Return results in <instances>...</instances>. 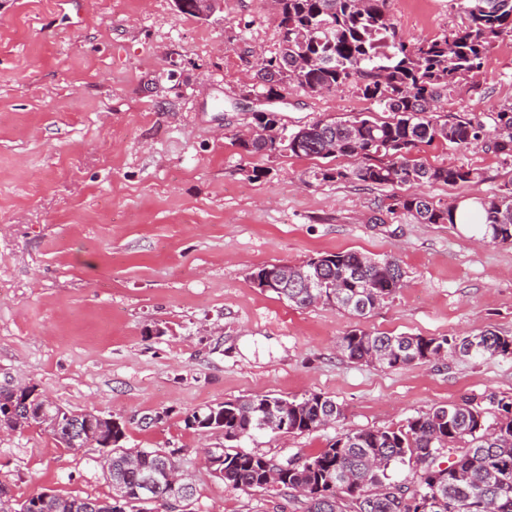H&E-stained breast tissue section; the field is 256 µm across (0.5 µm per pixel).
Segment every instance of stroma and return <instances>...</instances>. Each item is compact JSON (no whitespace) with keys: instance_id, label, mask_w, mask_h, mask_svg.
I'll return each mask as SVG.
<instances>
[{"instance_id":"35a3bbf8","label":"stroma","mask_w":512,"mask_h":512,"mask_svg":"<svg viewBox=\"0 0 512 512\" xmlns=\"http://www.w3.org/2000/svg\"><path fill=\"white\" fill-rule=\"evenodd\" d=\"M409 44L450 33L459 0H388ZM280 41L269 0H224L200 20L175 0H0V386L25 383L57 403L128 419L126 445L176 451L192 512H304L284 490L216 478L201 450L223 436L185 415L242 396L316 392L342 415L318 431L243 441L279 459L343 433L395 428L436 404L512 399V359L448 357L389 369L350 362L338 341L372 332L512 335V245L468 224H420L394 209L400 186L324 181L353 158L245 155L256 123L259 56ZM360 79L277 103L289 129L368 112ZM512 103V36L459 79L439 115L492 125ZM415 155L464 166L473 182L426 185L436 204L501 195L512 159L479 141ZM396 259L406 286L368 318L298 308L252 281L269 264L323 253ZM163 414L144 428L136 418ZM96 448L70 450L33 428L0 433V491L19 503L45 489L105 497Z\"/></svg>"}]
</instances>
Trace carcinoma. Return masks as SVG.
<instances>
[{
	"label": "carcinoma",
	"instance_id": "obj_1",
	"mask_svg": "<svg viewBox=\"0 0 512 512\" xmlns=\"http://www.w3.org/2000/svg\"><path fill=\"white\" fill-rule=\"evenodd\" d=\"M280 18L281 41L258 60L257 95H281L293 82L307 92L330 93L353 76L363 79L364 98L381 102L390 121L359 115L344 121H317L295 130L280 124L278 113H257V130L237 138L244 154L289 152L295 156L360 159L352 169H321L323 180L349 179L368 184L407 187L397 206L421 224H452L453 209L419 191L424 184L470 183L478 173L463 166H431L413 156L436 141L462 147L489 140L495 152L512 157V104L501 108L491 130L480 122L450 121L437 114V103L455 81L478 71L491 44L512 34V0H460L466 22L454 32L411 45L397 39L386 12L387 0H273ZM483 238L512 244V192L483 202ZM275 282L268 292L304 308L332 305L366 318L404 286V271L393 259H376L357 251L325 253L283 270L275 264L252 275ZM305 279L326 284L302 288ZM339 349L352 362L401 368L448 356L512 358V336L486 329L470 338L392 335L361 328L348 331ZM17 387H0V431L38 428L64 448L73 449L69 426L80 423L84 444L102 451V468L113 495L100 498L40 492L0 512H138L132 501L149 494L161 512H185L194 494L171 505V491H152L148 479L162 469L180 473L175 451L127 448V423L96 410H74L35 398ZM14 412H4L7 405ZM494 415V422L486 421ZM342 415L332 398L321 393L284 398L255 395L227 400L186 414L185 426L224 436L207 462L218 478L235 488L287 489L304 498V512H512V400L493 397L482 405L472 399L440 404L407 419L397 429L349 431L289 466L245 450L241 441L261 431L281 435L313 432ZM455 456L442 466L451 447ZM399 466L414 470L412 481L392 478Z\"/></svg>",
	"mask_w": 512,
	"mask_h": 512
}]
</instances>
